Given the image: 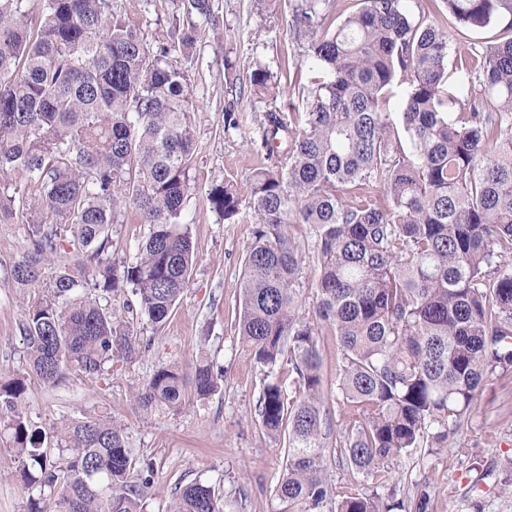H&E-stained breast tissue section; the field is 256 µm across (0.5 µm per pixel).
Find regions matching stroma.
I'll use <instances>...</instances> for the list:
<instances>
[{"mask_svg":"<svg viewBox=\"0 0 512 512\" xmlns=\"http://www.w3.org/2000/svg\"><path fill=\"white\" fill-rule=\"evenodd\" d=\"M187 0H112L115 13H129L147 38L165 34L173 20L195 24L197 43L182 66L190 77L197 142L193 182L184 205L197 256L188 288L169 320L159 328L141 327L148 350L132 361L116 360L108 380L92 381L70 374L50 387L27 375L21 323L26 309L40 297L54 266L70 261L63 247L46 263L35 286L14 285L10 271L28 250L29 222L25 211L0 220V381L27 376L25 409L37 425L82 413L105 411L122 425L136 456L129 479L148 481L143 512H170L175 489L191 483L213 486L224 512H283L274 496L284 454L261 427L258 400L268 379L288 373L287 364L256 363L238 333L240 297L237 284L255 226L249 199L241 201L238 222L224 221L212 211L207 193L212 185L244 184L265 162L256 149L269 112L280 109L282 98L254 93L249 76L257 65L274 76L309 84L303 67V43L289 28L287 11L266 0H213V17L188 13ZM413 18L425 17L448 34L451 47H465L501 38V28L473 31L461 26L437 0H407ZM295 61L291 72L284 60ZM234 108L239 126L225 129L224 110ZM147 232L132 208L117 205L112 226V260L132 261ZM301 245L302 311L314 314V286L319 264L315 241L305 225L289 229ZM328 420L338 427L341 396L336 390L338 347L330 328L318 338ZM224 369L220 390L205 399L187 392L185 405L175 411L134 412L130 398L163 365L180 366L192 379L199 357ZM20 458L8 437L0 438V512H26L28 491L19 471ZM391 478L382 496L414 505L428 494V512H512V369L494 375L478 395L464 433L448 438L439 448H415L390 461Z\"/></svg>","mask_w":512,"mask_h":512,"instance_id":"1","label":"stroma"}]
</instances>
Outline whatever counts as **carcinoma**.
Listing matches in <instances>:
<instances>
[{
    "mask_svg": "<svg viewBox=\"0 0 512 512\" xmlns=\"http://www.w3.org/2000/svg\"><path fill=\"white\" fill-rule=\"evenodd\" d=\"M0 0V181L22 174L28 195L0 189V218L20 203L33 214L30 246L11 270L33 286L66 236L76 255L57 267L22 320L30 373L58 386L76 371L97 380L112 361L134 359L140 338L101 305L131 287L127 312L165 324L188 288L196 256L183 221L197 144L189 75L177 56L197 34L177 24L152 46L111 0ZM457 21L485 30L508 21L512 0H442ZM335 0H295L289 27L306 41L312 86L300 121L268 115L258 149L269 161L247 182L254 239L238 285L239 334L255 362L288 364V382L265 384L261 427L282 445L275 497L288 512H316L329 496L330 436L317 336L334 330L345 425L336 458L371 483L337 512L381 506L385 464L410 448L463 432L479 390L512 368V37L459 51L469 86L443 98L448 37L414 21L405 0H361L343 15ZM410 89L399 122L383 95L401 77ZM256 93L278 85L258 66ZM456 102L458 112L448 111ZM241 191L211 186L224 219L240 216ZM148 226L133 261L112 263L114 208ZM304 224L318 246L320 300L301 312V254L285 232ZM224 382L205 358L192 380L200 399ZM26 379L0 382L28 512H141L128 481L134 464L124 429L108 414L49 429L24 408ZM186 402L178 366L159 367L132 396L134 408ZM172 512H223L215 488H180Z\"/></svg>",
    "mask_w": 512,
    "mask_h": 512,
    "instance_id": "carcinoma-1",
    "label": "carcinoma"
}]
</instances>
